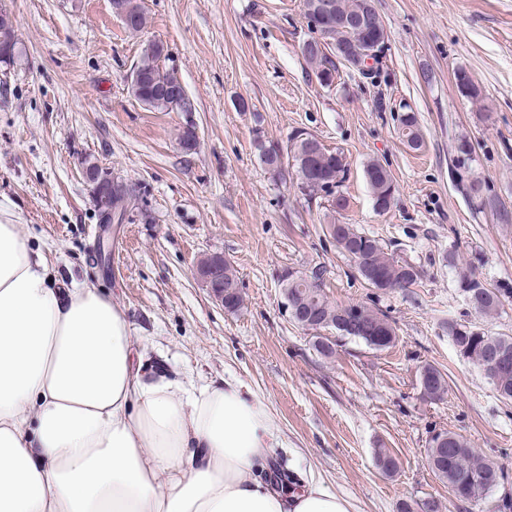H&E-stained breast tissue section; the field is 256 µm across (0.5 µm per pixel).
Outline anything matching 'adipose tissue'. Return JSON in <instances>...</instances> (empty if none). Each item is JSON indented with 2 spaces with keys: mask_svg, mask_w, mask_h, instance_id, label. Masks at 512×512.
<instances>
[{
  "mask_svg": "<svg viewBox=\"0 0 512 512\" xmlns=\"http://www.w3.org/2000/svg\"><path fill=\"white\" fill-rule=\"evenodd\" d=\"M275 427L240 382L135 367L111 300L55 287L0 222V512H350L321 483L254 477Z\"/></svg>",
  "mask_w": 512,
  "mask_h": 512,
  "instance_id": "obj_1",
  "label": "adipose tissue"
}]
</instances>
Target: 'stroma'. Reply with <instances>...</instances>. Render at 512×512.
Here are the masks:
<instances>
[{"label":"stroma","mask_w":512,"mask_h":512,"mask_svg":"<svg viewBox=\"0 0 512 512\" xmlns=\"http://www.w3.org/2000/svg\"><path fill=\"white\" fill-rule=\"evenodd\" d=\"M139 3L147 24L133 33L112 0H0L18 37L14 63L0 64V218L21 225L58 285L91 283L112 300L144 368L248 384L276 420L267 475L318 480L352 512H401L428 499L439 512H494L512 497V402L457 354L446 324L512 335V298L477 312L446 257L474 265L486 287L512 286V0H375L389 33L382 77L344 68L330 87L299 51L303 0ZM150 40L165 45L194 112L131 96ZM460 69L478 98L458 92ZM410 111L417 150L398 132ZM188 120L199 137L190 152L179 143ZM300 130L345 156L349 207L339 222L415 265L417 285L367 287L325 231L324 199L303 195L294 172L270 178L258 142L285 149ZM373 160L396 188L382 214L364 176ZM90 161L135 187L124 223H100L84 177ZM471 181L480 199L465 195ZM212 254L238 278V310L194 274ZM287 269L319 272L332 304L382 311L395 346L376 351L329 328L335 350L318 353L314 331L284 310ZM426 364L446 376L443 400L420 393ZM436 429L462 435L505 472L480 506L455 499L429 468ZM380 448L397 459L396 473L376 467Z\"/></svg>","instance_id":"obj_1"}]
</instances>
